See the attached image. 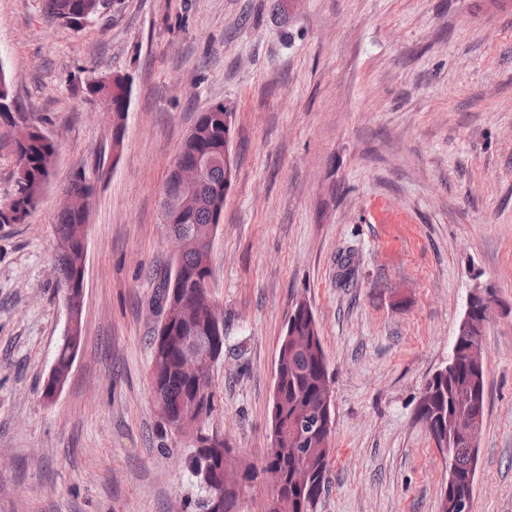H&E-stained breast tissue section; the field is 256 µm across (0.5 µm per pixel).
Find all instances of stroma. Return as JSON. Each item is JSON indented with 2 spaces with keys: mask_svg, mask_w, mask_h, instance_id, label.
I'll list each match as a JSON object with an SVG mask.
<instances>
[{
  "mask_svg": "<svg viewBox=\"0 0 512 512\" xmlns=\"http://www.w3.org/2000/svg\"><path fill=\"white\" fill-rule=\"evenodd\" d=\"M0 69L58 146L28 222L0 224V512H197L189 436L150 392L159 194L196 118L231 112L234 177L210 254L224 313L204 423L243 460L271 444L280 340L319 328L334 431L316 512H441L448 462L417 416L466 299L490 289L474 512H512V7L499 0H112L79 30L0 0ZM130 85L124 149L79 85ZM92 187L83 338L65 325L55 218Z\"/></svg>",
  "mask_w": 512,
  "mask_h": 512,
  "instance_id": "1",
  "label": "stroma"
}]
</instances>
